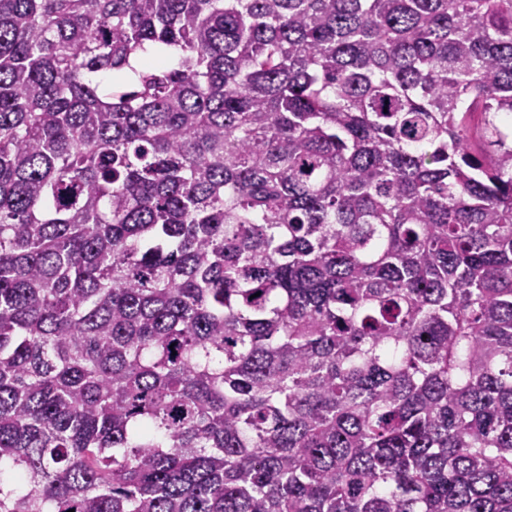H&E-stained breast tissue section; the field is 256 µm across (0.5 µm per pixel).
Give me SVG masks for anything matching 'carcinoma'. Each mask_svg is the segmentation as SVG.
Returning <instances> with one entry per match:
<instances>
[{"label": "carcinoma", "instance_id": "cac0c4a2", "mask_svg": "<svg viewBox=\"0 0 512 512\" xmlns=\"http://www.w3.org/2000/svg\"><path fill=\"white\" fill-rule=\"evenodd\" d=\"M70 509L512 512V0H0V512Z\"/></svg>", "mask_w": 512, "mask_h": 512}]
</instances>
